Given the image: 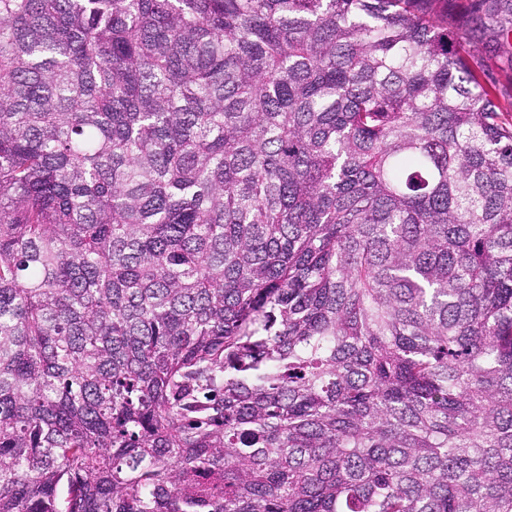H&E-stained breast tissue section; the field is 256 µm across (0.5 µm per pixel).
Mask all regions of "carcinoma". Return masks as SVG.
Wrapping results in <instances>:
<instances>
[{
    "mask_svg": "<svg viewBox=\"0 0 512 512\" xmlns=\"http://www.w3.org/2000/svg\"><path fill=\"white\" fill-rule=\"evenodd\" d=\"M0 512H512V0H0Z\"/></svg>",
    "mask_w": 512,
    "mask_h": 512,
    "instance_id": "1",
    "label": "carcinoma"
}]
</instances>
